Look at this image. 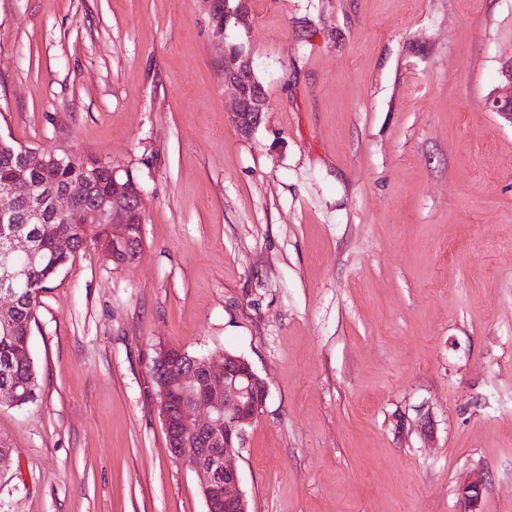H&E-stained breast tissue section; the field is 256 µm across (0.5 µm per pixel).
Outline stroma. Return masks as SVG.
I'll list each match as a JSON object with an SVG mask.
<instances>
[{
    "mask_svg": "<svg viewBox=\"0 0 512 512\" xmlns=\"http://www.w3.org/2000/svg\"><path fill=\"white\" fill-rule=\"evenodd\" d=\"M211 0H0V137L128 170L143 253L40 294L34 404L0 405V512H206L162 347L268 384L250 512H512V0H251L268 99L229 115ZM434 429H418L422 414ZM505 81L487 98L486 108L512 125V65L505 71ZM484 488V478L480 473H473L461 488V497L468 509L460 512H477L479 499Z\"/></svg>",
    "mask_w": 512,
    "mask_h": 512,
    "instance_id": "1",
    "label": "stroma"
}]
</instances>
